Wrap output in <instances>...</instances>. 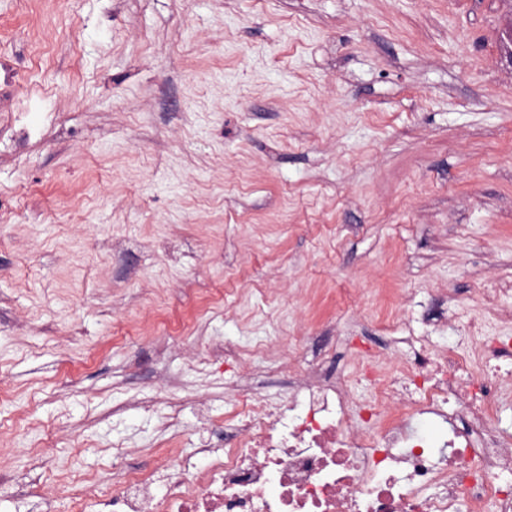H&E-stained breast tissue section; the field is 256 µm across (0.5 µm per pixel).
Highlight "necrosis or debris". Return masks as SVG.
Listing matches in <instances>:
<instances>
[{
    "label": "necrosis or debris",
    "instance_id": "obj_1",
    "mask_svg": "<svg viewBox=\"0 0 512 512\" xmlns=\"http://www.w3.org/2000/svg\"><path fill=\"white\" fill-rule=\"evenodd\" d=\"M408 345L359 356L354 375L372 386L362 400L334 371L285 357L268 370L286 389L275 404L250 391L252 369L225 348L237 364L225 386L232 429L223 447H200L204 469L169 454L156 476L120 469L113 491L87 480L81 495L94 512H512V435L494 421L512 336L476 359Z\"/></svg>",
    "mask_w": 512,
    "mask_h": 512
}]
</instances>
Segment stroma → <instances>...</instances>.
Instances as JSON below:
<instances>
[{
  "mask_svg": "<svg viewBox=\"0 0 512 512\" xmlns=\"http://www.w3.org/2000/svg\"><path fill=\"white\" fill-rule=\"evenodd\" d=\"M481 316L512 334V0H0V512L223 441L224 344L346 377Z\"/></svg>",
  "mask_w": 512,
  "mask_h": 512,
  "instance_id": "stroma-1",
  "label": "stroma"
}]
</instances>
